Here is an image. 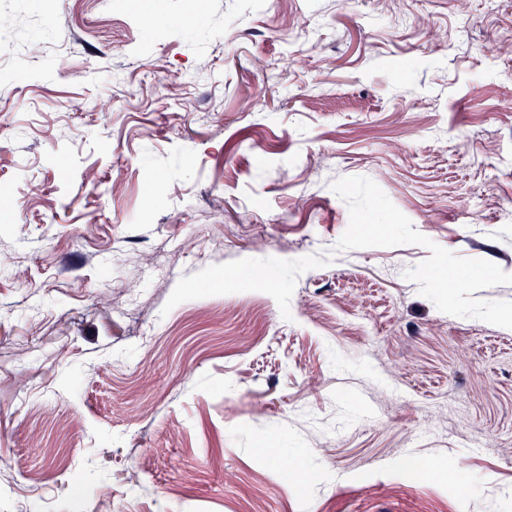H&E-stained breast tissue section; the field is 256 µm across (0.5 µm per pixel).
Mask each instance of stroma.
Listing matches in <instances>:
<instances>
[{
  "instance_id": "stroma-1",
  "label": "stroma",
  "mask_w": 512,
  "mask_h": 512,
  "mask_svg": "<svg viewBox=\"0 0 512 512\" xmlns=\"http://www.w3.org/2000/svg\"><path fill=\"white\" fill-rule=\"evenodd\" d=\"M143 5L0 0V512H512V0Z\"/></svg>"
}]
</instances>
